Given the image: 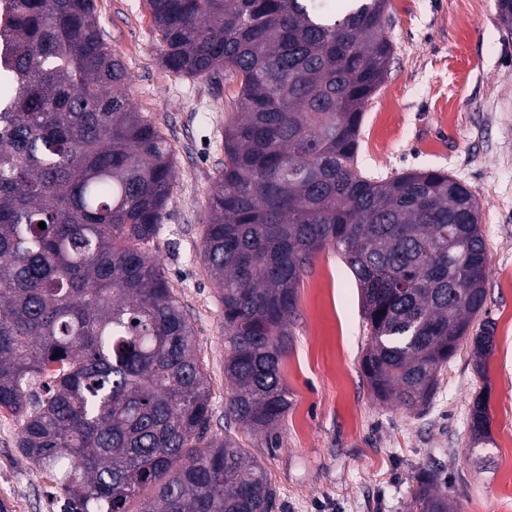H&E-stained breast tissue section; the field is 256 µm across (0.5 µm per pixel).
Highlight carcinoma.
<instances>
[{"mask_svg": "<svg viewBox=\"0 0 512 512\" xmlns=\"http://www.w3.org/2000/svg\"><path fill=\"white\" fill-rule=\"evenodd\" d=\"M147 2L167 69L241 79L201 252L224 305V434L209 433L191 322L145 249L173 195L171 144L133 109L94 0H0V408L64 512H131L139 498L138 512H275L276 487L230 425L277 447L313 254L336 248L359 283L375 397L415 411L482 315L479 204L443 171L377 181L357 164L393 56L389 0L339 19L324 0ZM493 339L481 321L475 352ZM470 429L489 442L479 400ZM410 512H449L435 473Z\"/></svg>", "mask_w": 512, "mask_h": 512, "instance_id": "1", "label": "carcinoma"}]
</instances>
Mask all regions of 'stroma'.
Listing matches in <instances>:
<instances>
[{"mask_svg": "<svg viewBox=\"0 0 512 512\" xmlns=\"http://www.w3.org/2000/svg\"><path fill=\"white\" fill-rule=\"evenodd\" d=\"M105 39L124 63L130 101L172 144L175 185L150 252L189 317L209 381L210 427L224 430V306L201 259L205 200L224 165V127L239 80L177 75L162 64L147 0H95ZM390 71L369 101L359 165L367 174L448 172L475 194L489 254L483 315L493 349L464 342L429 408L376 399L361 369L368 331L361 292L335 249L316 252L297 289L282 365L291 406L278 447L234 432L262 461L279 512H407L416 477L436 468L453 512H512L501 450L512 436V34L496 0H390ZM483 398L490 441L473 449L470 410ZM20 425L0 412V500L9 512H63L48 475L18 446Z\"/></svg>", "mask_w": 512, "mask_h": 512, "instance_id": "1", "label": "stroma"}]
</instances>
